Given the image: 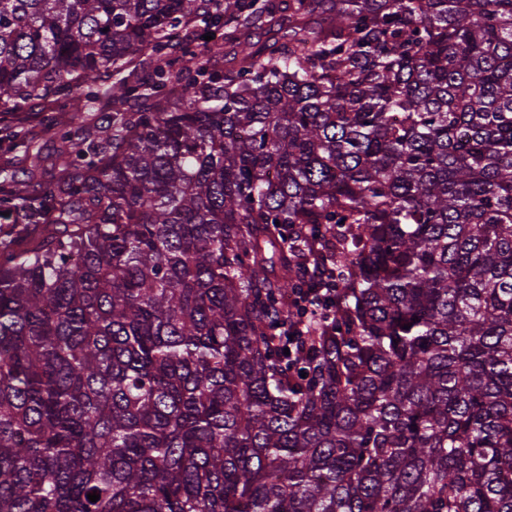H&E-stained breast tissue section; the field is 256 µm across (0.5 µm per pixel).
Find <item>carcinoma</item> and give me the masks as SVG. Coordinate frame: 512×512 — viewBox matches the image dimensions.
<instances>
[{
    "label": "carcinoma",
    "instance_id": "obj_1",
    "mask_svg": "<svg viewBox=\"0 0 512 512\" xmlns=\"http://www.w3.org/2000/svg\"><path fill=\"white\" fill-rule=\"evenodd\" d=\"M0 120V512H512V0H0Z\"/></svg>",
    "mask_w": 512,
    "mask_h": 512
}]
</instances>
